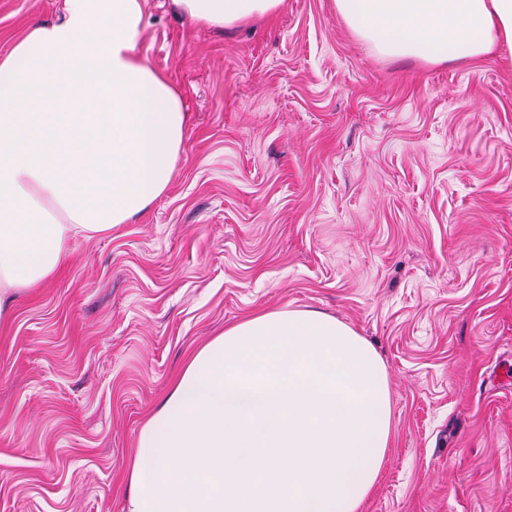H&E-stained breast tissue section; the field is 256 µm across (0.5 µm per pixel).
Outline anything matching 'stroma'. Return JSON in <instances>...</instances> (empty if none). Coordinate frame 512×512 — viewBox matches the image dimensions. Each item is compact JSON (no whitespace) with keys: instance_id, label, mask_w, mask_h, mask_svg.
I'll return each mask as SVG.
<instances>
[{"instance_id":"35a3bbf8","label":"stroma","mask_w":512,"mask_h":512,"mask_svg":"<svg viewBox=\"0 0 512 512\" xmlns=\"http://www.w3.org/2000/svg\"><path fill=\"white\" fill-rule=\"evenodd\" d=\"M189 116L167 190L73 241L0 329V512H124L140 429L199 346L317 311L380 355L358 512H512V49L380 56L335 0L218 29L145 0ZM63 0H0V58Z\"/></svg>"}]
</instances>
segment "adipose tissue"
<instances>
[{
  "label": "adipose tissue",
  "mask_w": 512,
  "mask_h": 512,
  "mask_svg": "<svg viewBox=\"0 0 512 512\" xmlns=\"http://www.w3.org/2000/svg\"><path fill=\"white\" fill-rule=\"evenodd\" d=\"M232 27L283 0H172ZM381 55L431 63L512 46V0H336ZM142 0H64L0 59V327L70 243L131 223L168 188L187 114L142 61ZM391 435L374 347L315 311H271L198 349L141 428L125 512H357Z\"/></svg>",
  "instance_id": "ef3b65f1"
}]
</instances>
